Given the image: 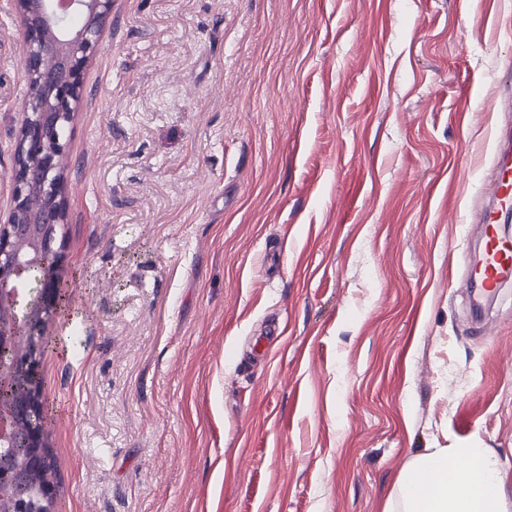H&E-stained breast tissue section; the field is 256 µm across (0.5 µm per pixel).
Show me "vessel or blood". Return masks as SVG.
<instances>
[{
	"label": "vessel or blood",
	"mask_w": 512,
	"mask_h": 512,
	"mask_svg": "<svg viewBox=\"0 0 512 512\" xmlns=\"http://www.w3.org/2000/svg\"><path fill=\"white\" fill-rule=\"evenodd\" d=\"M512 216V151L498 152L495 160L494 201L476 215L475 224L482 237V258L469 266L468 276L475 282L480 298L489 299L512 282V236L500 226Z\"/></svg>",
	"instance_id": "vessel-or-blood-1"
}]
</instances>
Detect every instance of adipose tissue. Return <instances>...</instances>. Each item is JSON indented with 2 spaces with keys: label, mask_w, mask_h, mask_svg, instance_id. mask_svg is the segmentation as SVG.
Returning a JSON list of instances; mask_svg holds the SVG:
<instances>
[{
  "label": "adipose tissue",
  "mask_w": 512,
  "mask_h": 512,
  "mask_svg": "<svg viewBox=\"0 0 512 512\" xmlns=\"http://www.w3.org/2000/svg\"><path fill=\"white\" fill-rule=\"evenodd\" d=\"M394 512H506L500 463L478 447L414 455L398 479Z\"/></svg>",
  "instance_id": "obj_1"
}]
</instances>
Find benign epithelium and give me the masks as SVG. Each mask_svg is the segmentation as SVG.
<instances>
[{"label":"benign epithelium","mask_w":512,"mask_h":512,"mask_svg":"<svg viewBox=\"0 0 512 512\" xmlns=\"http://www.w3.org/2000/svg\"><path fill=\"white\" fill-rule=\"evenodd\" d=\"M9 2L27 44L29 91L14 146L12 205L0 209V512H54L40 358L50 343L46 325L67 297L53 248L65 215L64 137L112 0Z\"/></svg>","instance_id":"obj_1"}]
</instances>
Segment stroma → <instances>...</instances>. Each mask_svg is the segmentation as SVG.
<instances>
[{
  "mask_svg": "<svg viewBox=\"0 0 512 512\" xmlns=\"http://www.w3.org/2000/svg\"><path fill=\"white\" fill-rule=\"evenodd\" d=\"M507 2L112 0L40 359L55 512H387L471 446L512 505V284L461 283ZM26 49L0 0V206Z\"/></svg>",
  "mask_w": 512,
  "mask_h": 512,
  "instance_id": "stroma-1",
  "label": "stroma"
}]
</instances>
